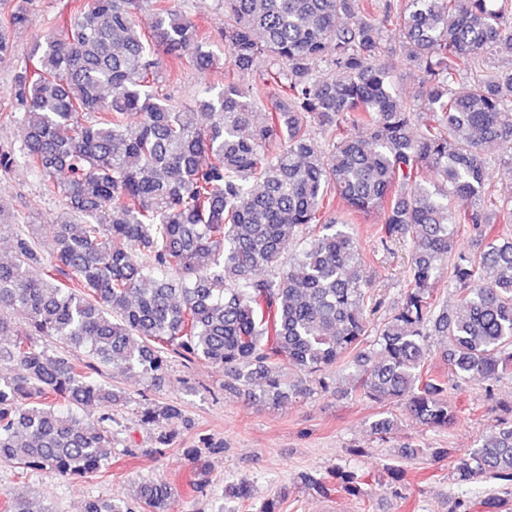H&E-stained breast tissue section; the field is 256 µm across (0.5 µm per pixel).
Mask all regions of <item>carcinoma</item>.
Segmentation results:
<instances>
[{"mask_svg":"<svg viewBox=\"0 0 512 512\" xmlns=\"http://www.w3.org/2000/svg\"><path fill=\"white\" fill-rule=\"evenodd\" d=\"M221 3L224 86H200L192 107L158 93L162 57L204 69L220 60L171 0H72L54 23L60 34L16 76L15 111L3 120L22 127L23 143L0 146V173L24 165L69 215L15 235L0 255V367L11 370L0 375V462L21 475L105 469L123 395L104 369L138 372L157 390L171 353L272 404L327 393L331 370L349 368L358 396L437 429L456 418L449 386L512 376V199L495 200L485 157L491 143L512 150V70L452 90L479 59L512 55V0ZM28 4L0 15V56L7 30L34 23ZM260 56L266 77L245 83ZM400 64L421 73V98L398 91ZM265 98L282 104L256 111ZM375 211L385 250L415 246L401 300L380 323L353 229ZM462 226L476 241L463 252ZM445 274L451 309L437 298ZM39 336L80 355L50 354ZM433 336L448 340L446 377L431 371ZM279 364L297 381L285 382ZM92 402L101 411L87 418L80 410ZM180 415L172 403L141 404L147 425ZM205 450L222 447L180 449L199 491ZM484 478L512 486V420L456 459L458 486ZM304 484L359 496L363 479L334 467ZM171 499L169 484H144L131 501L88 499L83 512H170ZM511 500L512 489L464 495L455 512H503ZM0 512L52 510L8 494Z\"/></svg>","mask_w":512,"mask_h":512,"instance_id":"obj_1","label":"carcinoma"}]
</instances>
